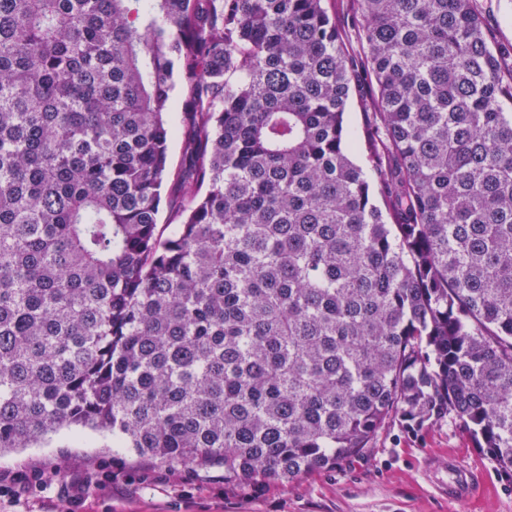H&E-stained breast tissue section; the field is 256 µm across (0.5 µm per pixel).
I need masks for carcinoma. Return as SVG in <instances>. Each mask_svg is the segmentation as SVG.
Wrapping results in <instances>:
<instances>
[{
  "label": "carcinoma",
  "mask_w": 512,
  "mask_h": 512,
  "mask_svg": "<svg viewBox=\"0 0 512 512\" xmlns=\"http://www.w3.org/2000/svg\"><path fill=\"white\" fill-rule=\"evenodd\" d=\"M349 2L382 209L336 0H0V453L89 429L245 495L450 418L512 473V46ZM373 109L364 107L359 93L353 92L347 105V124L356 135H363L364 131L372 124Z\"/></svg>",
  "instance_id": "obj_1"
}]
</instances>
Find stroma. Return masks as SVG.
Returning <instances> with one entry per match:
<instances>
[{
	"label": "stroma",
	"instance_id": "35a3bbf8",
	"mask_svg": "<svg viewBox=\"0 0 512 512\" xmlns=\"http://www.w3.org/2000/svg\"><path fill=\"white\" fill-rule=\"evenodd\" d=\"M488 36L512 44V0H476ZM478 483L448 496L458 474ZM0 512H512V476L447 420L412 434L386 425L362 456L244 497L224 491V468L147 465L109 434L63 429L0 454Z\"/></svg>",
	"mask_w": 512,
	"mask_h": 512
}]
</instances>
